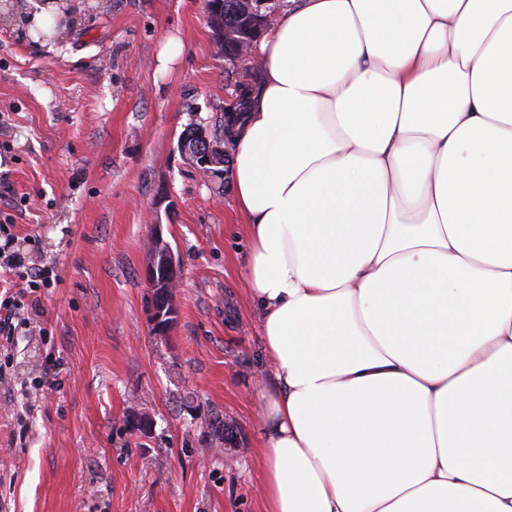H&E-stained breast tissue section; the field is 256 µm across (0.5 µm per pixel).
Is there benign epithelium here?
I'll return each mask as SVG.
<instances>
[{"instance_id": "7a95c632", "label": "benign epithelium", "mask_w": 512, "mask_h": 512, "mask_svg": "<svg viewBox=\"0 0 512 512\" xmlns=\"http://www.w3.org/2000/svg\"><path fill=\"white\" fill-rule=\"evenodd\" d=\"M208 20L216 40L229 38L222 22L221 5H206ZM179 148L204 178L217 181L224 175V142L210 138L203 128L189 129L179 138ZM180 260L165 238L163 225H151L147 249L146 280L150 290L149 322L153 335L166 337L175 324L177 306L176 282L180 276Z\"/></svg>"}]
</instances>
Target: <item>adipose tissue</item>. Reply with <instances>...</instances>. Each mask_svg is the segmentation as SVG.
Here are the masks:
<instances>
[{
	"label": "adipose tissue",
	"instance_id": "obj_1",
	"mask_svg": "<svg viewBox=\"0 0 512 512\" xmlns=\"http://www.w3.org/2000/svg\"><path fill=\"white\" fill-rule=\"evenodd\" d=\"M252 66L262 512H512V0H285Z\"/></svg>",
	"mask_w": 512,
	"mask_h": 512
}]
</instances>
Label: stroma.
<instances>
[{"label":"stroma","mask_w":512,"mask_h":512,"mask_svg":"<svg viewBox=\"0 0 512 512\" xmlns=\"http://www.w3.org/2000/svg\"><path fill=\"white\" fill-rule=\"evenodd\" d=\"M8 2L0 178L23 203L0 222L59 281L0 345V512H261L248 451L272 368L246 227L232 184L206 183L178 148L187 126L222 125L248 63L219 52L205 0H52V53ZM156 222L181 263L164 339L145 278Z\"/></svg>","instance_id":"obj_1"}]
</instances>
